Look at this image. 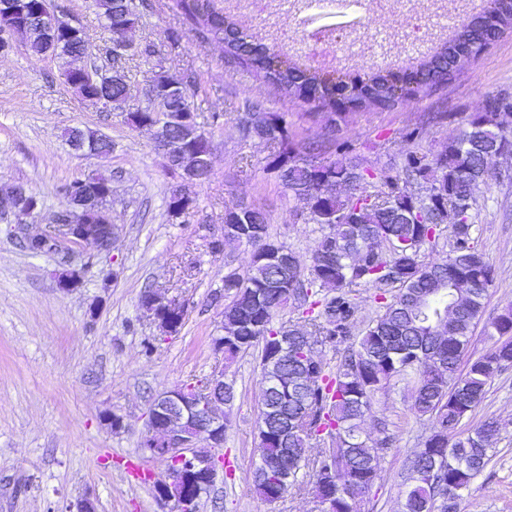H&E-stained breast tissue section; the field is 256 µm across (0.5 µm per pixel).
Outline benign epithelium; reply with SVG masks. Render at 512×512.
I'll list each match as a JSON object with an SVG mask.
<instances>
[{
	"label": "benign epithelium",
	"instance_id": "1",
	"mask_svg": "<svg viewBox=\"0 0 512 512\" xmlns=\"http://www.w3.org/2000/svg\"><path fill=\"white\" fill-rule=\"evenodd\" d=\"M28 24L47 34L46 55L54 56L55 36L59 32L71 35L80 34L82 29L68 17L56 11L52 0H40L39 6L29 18ZM134 26L118 30L112 38V48L129 51L136 44L128 39V33ZM111 82L110 74L94 67L82 65L76 70L70 85L77 90L82 99L91 106L106 109L112 99L93 96L91 89ZM152 91L131 87L125 97V103L134 105L133 111L142 110L140 102L155 112V120L146 124L154 131V144L163 158L180 168L181 177L173 186L171 195L188 197L196 185L207 180L212 171L210 156H188L183 150V140L172 129L174 119L167 111L166 101L175 94L178 84L162 77L149 81ZM67 142L70 148L82 155L105 156L111 150L101 144L88 146L80 130L69 133ZM31 194L24 185L17 184L7 196H0V207L7 206L19 223L25 222L38 205L30 202ZM112 198V182L104 183L103 188L92 190L86 181L79 180L70 188L61 208L54 214L55 233L27 235L24 243L36 246L43 251H53L64 245H92L99 251H108L112 246L115 225L109 202ZM149 312L147 318L157 327L170 333L173 330L171 319L185 315V305L168 299L157 291H152L147 300ZM204 440L208 447L216 450L224 445V368L215 370L209 377L203 390L184 395L181 389H173L161 394L153 401L148 413L147 432L143 442L145 453L155 459H162L172 466L171 484L177 486L175 496L166 493L167 483L158 484L161 493L160 502L169 507V512H194L198 489L192 487L191 478L199 476L202 484L213 483L218 470L224 468L222 459L214 452L204 459L198 457L193 448Z\"/></svg>",
	"mask_w": 512,
	"mask_h": 512
}]
</instances>
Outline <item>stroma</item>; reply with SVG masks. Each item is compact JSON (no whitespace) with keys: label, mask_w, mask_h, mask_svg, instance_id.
<instances>
[{"label":"stroma","mask_w":512,"mask_h":512,"mask_svg":"<svg viewBox=\"0 0 512 512\" xmlns=\"http://www.w3.org/2000/svg\"><path fill=\"white\" fill-rule=\"evenodd\" d=\"M133 42L153 44V56L127 62L133 83L161 71L186 85L208 135L212 161L209 180L195 187V204L175 218L167 200L176 177L164 167L150 131L133 125L126 110L102 112L88 106L68 85L56 59L23 48L0 56V188L25 185L39 207L25 225L0 210V512H74L92 498L96 512H167L152 491L166 464L143 456L147 413L163 392L207 377L223 368L235 399L224 433L226 464L204 494L198 512H320L307 490L267 503L257 495L253 471L259 463L258 414L263 381L255 354L232 365L215 350L224 321V276L246 271L252 249L228 245L215 251L211 241L224 235V209L243 203L269 217V232L308 263L321 225L307 219L288 197L269 163L275 153L266 140L244 134L241 119L248 101L278 114L288 129V153L302 157L305 144L324 143L321 160L334 158L332 136L348 141L366 167L399 164L407 150L432 155L456 136L464 116L479 111L485 95L512 94V33L479 59L462 60L448 82L390 108L348 110L339 133L326 114H310L307 104L268 85L260 76L229 62L224 46L185 30L171 0H146ZM72 18L90 42L103 46L109 34L94 0H52ZM433 0H365L362 47L340 58L352 74L373 71L377 50L407 57L414 27L423 36L419 52L441 40L432 34L428 14ZM231 13L266 42L293 41V53H306L298 6L274 0L256 15L248 0ZM179 31V43L167 32ZM222 113L214 127L213 113ZM72 127L99 131L112 140L106 157L75 154L64 133ZM423 131L411 142L412 129ZM112 178L110 252L85 246L67 254L32 255L24 233L48 230L63 204L60 184L83 174ZM472 213L475 243L496 269L485 307L470 340L477 359L496 342L492 324L512 307V154L501 157L475 190ZM77 270L78 286L61 293L55 272ZM157 290L184 303L187 315L177 332H162L144 316L139 297ZM409 380L396 378L380 391L363 426V437L378 436L387 424L393 447L381 454L378 479L362 512H399L407 490L405 461L430 432L411 408ZM122 420L119 430L103 414ZM496 419L499 431L492 457L465 491L462 512H512V367L491 381L486 398L465 428Z\"/></svg>","instance_id":"35a3bbf8"}]
</instances>
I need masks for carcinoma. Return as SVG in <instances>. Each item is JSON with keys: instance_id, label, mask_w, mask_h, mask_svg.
<instances>
[{"instance_id": "cac0c4a2", "label": "carcinoma", "mask_w": 512, "mask_h": 512, "mask_svg": "<svg viewBox=\"0 0 512 512\" xmlns=\"http://www.w3.org/2000/svg\"><path fill=\"white\" fill-rule=\"evenodd\" d=\"M188 31L212 35L224 43L235 62L255 71L269 85L284 89L316 109L333 111L335 127L344 121L335 111L336 85L358 90V106L394 107L436 85L438 75L451 76L462 58L477 59L512 30V0H484L471 19L428 54L408 63L415 87L398 86L393 68H378L364 79L332 65L317 68L288 59L262 42L226 13L220 0H175ZM107 30L134 25L139 14L120 11L115 0H95ZM16 37L36 55L43 54L46 35L14 18ZM189 150L209 154V140L182 126ZM512 150V96L488 95L482 109L464 118L448 146L429 158L415 151L398 167L367 169L350 157V147L336 142V158L317 162L279 159L276 169L288 196L302 203L310 220L322 226L309 259L282 274L268 255L286 251L270 239L268 218L258 208L235 204L224 213L237 233L215 241L217 249L238 239L252 248V264L243 274L224 275V362L258 350L265 389L259 411V447L268 472L254 473L258 495L266 502L284 498L297 485L303 467H311L312 491L330 500L331 512H359V497L377 477V456L390 449L385 435L369 442L360 426L373 400L391 380L413 378L412 407L431 422V433L410 457L409 489L402 512H431L430 502L442 497L444 512H458L460 491L468 489L491 460L496 421L486 419L462 431V423L485 397L493 377L512 366V309L492 323L505 337L481 358L465 360L470 336L484 307L486 286L495 279L493 264L473 242L471 212L474 188L493 167L494 155ZM382 182L387 191L371 195L366 185ZM345 187L343 196L330 190L306 198L315 185ZM426 185V193L408 192ZM450 234V253L442 262L426 263L421 250ZM463 275L484 287L467 299L451 322L449 338L434 337L418 327L416 302L428 297L427 315L434 322L448 309L444 283ZM375 290L380 313L360 334L353 333L357 290ZM296 304L301 321L284 324L275 315ZM328 345L339 355L336 370L316 354ZM331 441L315 458L313 441Z\"/></svg>"}]
</instances>
